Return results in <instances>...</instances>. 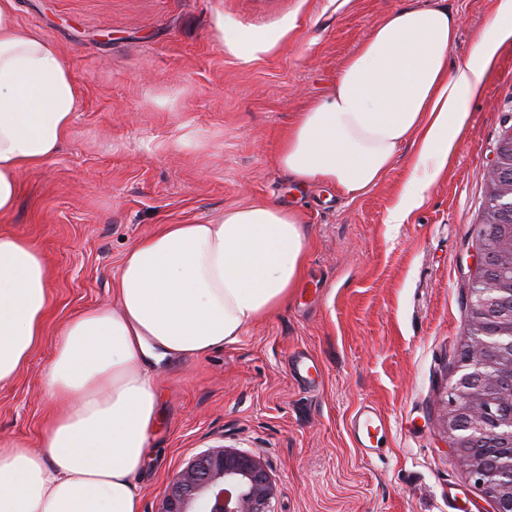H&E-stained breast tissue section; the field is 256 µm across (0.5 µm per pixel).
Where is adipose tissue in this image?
I'll return each mask as SVG.
<instances>
[{
    "mask_svg": "<svg viewBox=\"0 0 512 512\" xmlns=\"http://www.w3.org/2000/svg\"><path fill=\"white\" fill-rule=\"evenodd\" d=\"M0 0V217L19 175L52 159L71 132L80 89L59 47L21 26ZM459 19L444 0H411L363 42L330 93L300 113L276 153L294 183H322L354 199L376 187L403 146L415 159L392 224L421 208L447 170L503 43L512 0H493L465 62L449 69ZM311 240L299 211L262 202L203 224H163L125 253L116 308L88 309L62 327L45 373L63 408L39 449L0 443V512H140L135 476L157 431L164 365L239 341L288 304ZM49 274L27 238L0 232V384L40 344Z\"/></svg>",
    "mask_w": 512,
    "mask_h": 512,
    "instance_id": "obj_1",
    "label": "adipose tissue"
}]
</instances>
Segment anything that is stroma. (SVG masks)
<instances>
[{"label":"stroma","instance_id":"35a3bbf8","mask_svg":"<svg viewBox=\"0 0 512 512\" xmlns=\"http://www.w3.org/2000/svg\"><path fill=\"white\" fill-rule=\"evenodd\" d=\"M408 2L16 0L18 23L61 49L81 105L58 154L21 173L16 207L0 218L1 231L37 245L51 294L39 347L0 385V441L38 447L57 334L80 311L113 305L136 240L276 202L305 216L304 280L238 342L163 369V421L135 478L141 512H158L173 472L222 444L263 458L276 512H493L454 460L442 398L466 342L486 169L512 114V43L468 104L453 163L406 223L387 218L410 147L353 200L298 187L275 161L299 113ZM445 2L460 21L453 67L492 0ZM243 35L265 46L249 61L227 47ZM363 403L386 420L372 457L349 428Z\"/></svg>","mask_w":512,"mask_h":512}]
</instances>
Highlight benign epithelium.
Masks as SVG:
<instances>
[{"label":"benign epithelium","instance_id":"obj_1","mask_svg":"<svg viewBox=\"0 0 512 512\" xmlns=\"http://www.w3.org/2000/svg\"><path fill=\"white\" fill-rule=\"evenodd\" d=\"M500 207L512 211V170L496 148L487 172ZM473 318L460 375L446 391V424L454 457L496 512H512V466L485 456L482 445L512 441V292L493 287L505 241L474 227ZM276 485L262 458L219 446L197 454L168 480L159 512H275Z\"/></svg>","mask_w":512,"mask_h":512}]
</instances>
